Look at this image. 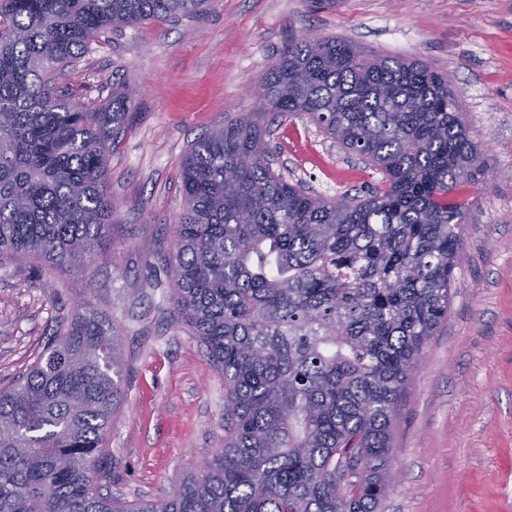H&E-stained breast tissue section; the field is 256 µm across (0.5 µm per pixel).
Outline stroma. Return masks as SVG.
<instances>
[{"label": "stroma", "instance_id": "1", "mask_svg": "<svg viewBox=\"0 0 512 512\" xmlns=\"http://www.w3.org/2000/svg\"><path fill=\"white\" fill-rule=\"evenodd\" d=\"M348 39L420 59L447 77L485 170L469 199L448 317L401 398L395 480L379 512H512V0H210L198 15L96 38L60 89L107 99L137 91L112 151V234L88 271L0 260V387L42 355L83 303L109 315L125 373L108 434L114 496L168 494L224 443V379L173 315L167 258L180 169L197 139L257 106L255 85L289 36ZM274 167L336 198L381 175L307 117L269 127Z\"/></svg>", "mask_w": 512, "mask_h": 512}]
</instances>
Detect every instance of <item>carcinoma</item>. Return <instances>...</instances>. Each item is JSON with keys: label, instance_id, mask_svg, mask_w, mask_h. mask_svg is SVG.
I'll use <instances>...</instances> for the list:
<instances>
[{"label": "carcinoma", "instance_id": "cac0c4a2", "mask_svg": "<svg viewBox=\"0 0 512 512\" xmlns=\"http://www.w3.org/2000/svg\"><path fill=\"white\" fill-rule=\"evenodd\" d=\"M207 2L0 0V258L89 269L133 92L85 103L57 77L106 30ZM263 83L256 111L188 149L168 260L176 319L224 377V447L163 498L112 495L98 462L124 366L116 327L85 303L0 389V512H377L483 155L421 60L292 36ZM268 114L308 116L381 182L341 201L288 182L268 160Z\"/></svg>", "mask_w": 512, "mask_h": 512}]
</instances>
